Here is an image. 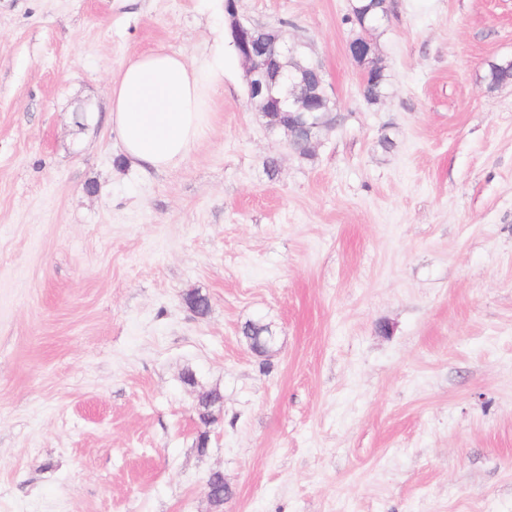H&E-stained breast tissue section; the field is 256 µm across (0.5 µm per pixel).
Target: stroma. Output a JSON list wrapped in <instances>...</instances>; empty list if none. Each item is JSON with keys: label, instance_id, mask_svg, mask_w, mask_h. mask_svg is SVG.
I'll use <instances>...</instances> for the list:
<instances>
[{"label": "stroma", "instance_id": "stroma-1", "mask_svg": "<svg viewBox=\"0 0 512 512\" xmlns=\"http://www.w3.org/2000/svg\"><path fill=\"white\" fill-rule=\"evenodd\" d=\"M392 4L370 105L350 0H239L307 42L339 124L300 158L228 47L208 129L145 172L111 79L200 63L217 0H0V512H210L214 471L224 512H512V83L483 80L512 0Z\"/></svg>", "mask_w": 512, "mask_h": 512}]
</instances>
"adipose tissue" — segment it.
<instances>
[{"label":"adipose tissue","instance_id":"adipose-tissue-1","mask_svg":"<svg viewBox=\"0 0 512 512\" xmlns=\"http://www.w3.org/2000/svg\"><path fill=\"white\" fill-rule=\"evenodd\" d=\"M224 82V37L201 64L158 48L127 59L111 81L109 122L124 155L161 172L182 162L202 134Z\"/></svg>","mask_w":512,"mask_h":512}]
</instances>
